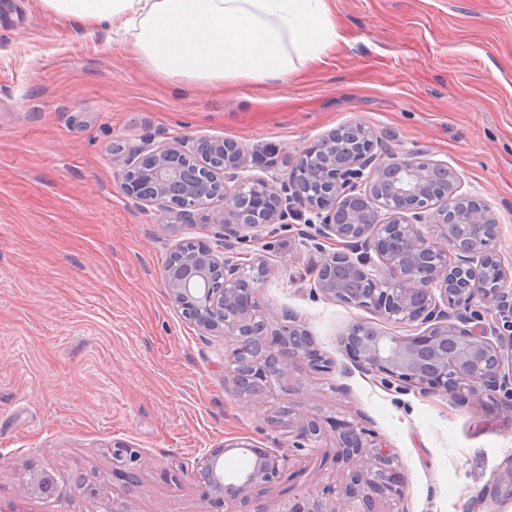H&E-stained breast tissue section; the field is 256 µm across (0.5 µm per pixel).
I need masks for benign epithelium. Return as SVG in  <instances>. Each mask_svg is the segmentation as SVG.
<instances>
[{
    "instance_id": "1",
    "label": "benign epithelium",
    "mask_w": 512,
    "mask_h": 512,
    "mask_svg": "<svg viewBox=\"0 0 512 512\" xmlns=\"http://www.w3.org/2000/svg\"><path fill=\"white\" fill-rule=\"evenodd\" d=\"M375 137L351 122L298 156L287 183L252 173L243 146L179 138L150 140L112 154L125 194L140 205L176 211L184 224L220 227L213 239L179 244L164 270L172 304L202 333L228 339L233 382L260 402L273 383L288 379L293 362L330 368L290 313L262 310L258 288L273 272L262 254L241 250L276 224L309 214L299 234L322 254L308 284L329 301L368 309L391 324H425L416 336H397L369 322L352 324L342 339L347 356L388 390L442 393L462 404L501 393L512 401V268L497 248L500 224L481 198L462 191L460 173L446 162L407 152L384 159ZM426 224L425 235L418 225ZM293 420L286 448H260L241 440L205 449L191 480L203 498L245 501L257 488L279 483L294 457L321 450L320 424L308 414L275 409L267 423ZM245 460L229 475L224 455ZM335 453L352 462L344 487H288L273 512H396L381 496L400 495L403 477L393 453L352 422L338 427ZM127 483L138 482L149 461L126 444L112 449ZM94 503L93 512H129L106 483L64 479L33 466L20 480L23 498L57 500L65 491Z\"/></svg>"
}]
</instances>
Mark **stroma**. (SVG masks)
<instances>
[{
    "label": "stroma",
    "mask_w": 512,
    "mask_h": 512,
    "mask_svg": "<svg viewBox=\"0 0 512 512\" xmlns=\"http://www.w3.org/2000/svg\"><path fill=\"white\" fill-rule=\"evenodd\" d=\"M349 42L331 64L282 86L225 91L173 83L129 45L0 0V512H91L83 498L20 500L29 463L106 481L131 512H225L189 474L204 449L248 437L284 448L294 429L266 422L282 403L316 415L321 443L361 423L396 452L398 512H512V404L397 393L345 355L341 338L368 310L328 301L298 277L321 255L289 228L255 249L274 271L262 309L288 311L330 362L297 361L286 386L242 397L224 337L201 335L163 284L180 243L212 239L124 192L117 149L148 139L234 140L288 177L296 156L348 122L376 150L443 161L500 223L512 262V0H331ZM147 457L137 485L112 472V445ZM290 482L253 491L245 512H271L289 484H343L347 462L314 454Z\"/></svg>",
    "instance_id": "35a3bbf8"
}]
</instances>
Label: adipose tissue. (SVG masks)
Wrapping results in <instances>:
<instances>
[{
  "label": "adipose tissue",
  "instance_id": "ef3b65f1",
  "mask_svg": "<svg viewBox=\"0 0 512 512\" xmlns=\"http://www.w3.org/2000/svg\"><path fill=\"white\" fill-rule=\"evenodd\" d=\"M50 15L121 36L176 83L222 90L285 84L347 37L329 0H39Z\"/></svg>",
  "mask_w": 512,
  "mask_h": 512
}]
</instances>
